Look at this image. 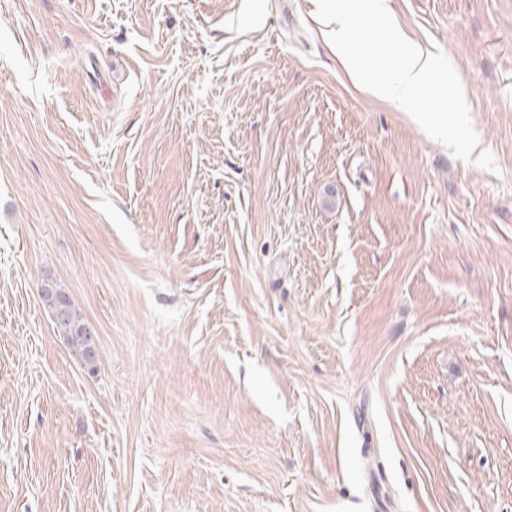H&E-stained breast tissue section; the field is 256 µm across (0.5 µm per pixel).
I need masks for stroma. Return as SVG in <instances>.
I'll list each match as a JSON object with an SVG mask.
<instances>
[{"label":"stroma","mask_w":512,"mask_h":512,"mask_svg":"<svg viewBox=\"0 0 512 512\" xmlns=\"http://www.w3.org/2000/svg\"><path fill=\"white\" fill-rule=\"evenodd\" d=\"M389 5L460 99L317 0H0V512H512V0ZM327 29L324 39L329 50L351 81L374 98L411 111L414 102L426 94H457V86L440 71L428 52L410 43L395 23L391 9L383 0H325ZM364 17L374 28L383 29L391 45L384 63L369 68L355 51L360 30L355 20ZM403 57L404 61L397 59ZM53 324L58 335L66 342L71 354L81 363L88 362V343L85 335L87 326L83 317L73 306L70 297L64 306L63 313L53 321Z\"/></svg>","instance_id":"obj_1"}]
</instances>
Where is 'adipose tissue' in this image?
<instances>
[{"label": "adipose tissue", "mask_w": 512, "mask_h": 512, "mask_svg": "<svg viewBox=\"0 0 512 512\" xmlns=\"http://www.w3.org/2000/svg\"><path fill=\"white\" fill-rule=\"evenodd\" d=\"M326 2L325 42L357 87L377 100L405 109L412 108L418 98L427 94L456 95V85L442 74L433 55L406 39L386 0ZM360 17L366 18L372 27L384 30L391 45L384 63L375 69L369 68L355 50L360 37L355 21Z\"/></svg>", "instance_id": "adipose-tissue-1"}]
</instances>
